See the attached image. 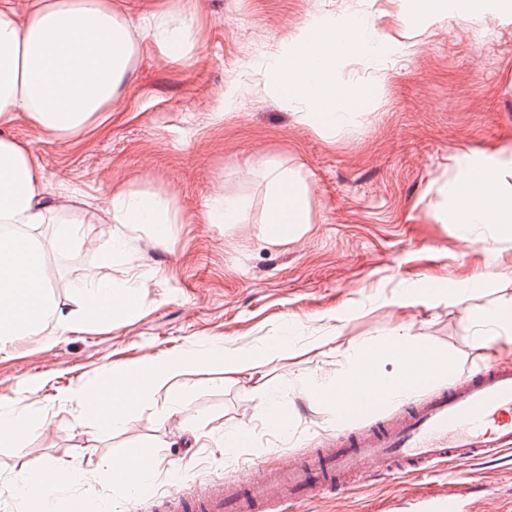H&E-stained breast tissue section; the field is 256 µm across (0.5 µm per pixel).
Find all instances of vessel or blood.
Segmentation results:
<instances>
[{
	"instance_id": "obj_1",
	"label": "vessel or blood",
	"mask_w": 512,
	"mask_h": 512,
	"mask_svg": "<svg viewBox=\"0 0 512 512\" xmlns=\"http://www.w3.org/2000/svg\"><path fill=\"white\" fill-rule=\"evenodd\" d=\"M336 438L326 447L267 469L259 477L210 485L163 501L164 512H287L320 496H341L349 477L428 473L446 461L473 459L512 447V364L480 367L432 390L397 416L380 415L381 402L352 409L329 402ZM365 428H356L357 419ZM420 512H465L459 494L436 492Z\"/></svg>"
}]
</instances>
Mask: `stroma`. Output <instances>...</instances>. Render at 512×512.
<instances>
[{"mask_svg":"<svg viewBox=\"0 0 512 512\" xmlns=\"http://www.w3.org/2000/svg\"><path fill=\"white\" fill-rule=\"evenodd\" d=\"M112 2L133 18L191 12L188 59L171 61L144 42L111 122L83 140L40 139L22 123L13 133L32 140L51 182L74 190L73 213L90 218L75 250L50 253L54 277L74 282L92 269L116 283L141 279L145 306L96 331L61 336L46 326L0 355V399L24 393L46 419L22 447L0 446V482L47 459L91 470L141 446L173 461L178 472L157 474L150 490L126 501L125 512H157L161 499L304 456L325 445L334 416L329 405L286 384L300 372L338 368L330 345L315 347L320 336H336L342 346L419 336L451 351L458 375L482 362L512 364V346L484 349L467 319L468 310L512 298V239L490 238L472 251L465 240L473 229L445 219L460 176L457 157L497 159L500 189L512 194V13L498 0H453L439 22L422 19L413 0ZM316 15L363 20L390 46L376 58L337 59L339 83L373 94L334 134L316 132L297 108L270 93L250 52L256 43L277 51ZM231 83L241 93L216 122L213 113ZM267 161L306 180L311 222L300 238L264 235ZM122 184L172 198L182 221L172 225L167 244L136 227L127 232L124 254L109 255L106 227L95 213L111 187ZM217 194L244 203L245 223H197ZM483 272L490 276L484 288L449 303V284ZM428 278L436 294L400 297L402 286L417 288ZM287 329L294 349L263 358L237 380L199 360L181 377L188 388L182 412L167 421L142 407L110 434L91 422L74 425L54 399L57 389L96 382L116 364L211 340L262 346ZM262 384L282 392L287 436L263 423L253 394ZM236 426L250 435L232 455L192 446L184 435L192 427L218 435ZM439 490L468 493L471 512H512V451L427 475L353 481L342 499H313L290 512H417L422 496Z\"/></svg>","mask_w":512,"mask_h":512,"instance_id":"obj_1","label":"stroma"}]
</instances>
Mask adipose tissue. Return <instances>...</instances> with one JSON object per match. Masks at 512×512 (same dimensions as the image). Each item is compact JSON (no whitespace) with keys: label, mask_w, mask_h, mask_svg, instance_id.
Segmentation results:
<instances>
[{"label":"adipose tissue","mask_w":512,"mask_h":512,"mask_svg":"<svg viewBox=\"0 0 512 512\" xmlns=\"http://www.w3.org/2000/svg\"><path fill=\"white\" fill-rule=\"evenodd\" d=\"M192 26V15L184 11L162 10L135 21L113 7L112 0H28L21 12L14 0H0V353L15 337L39 333L49 318L63 335L140 311L146 291L139 280L115 284L90 273L74 285L71 309L61 312L50 304L46 290L54 282L42 227L62 223L69 196H49L32 143L14 136L15 125L25 122L63 142L100 127L111 117L115 99L132 83L142 43L152 41L167 57L185 59L192 48ZM385 50L382 39L360 21L316 16L292 41L265 57L263 67L282 103L302 108L304 120L333 132L347 126L369 100L366 88L337 82V57ZM500 172L495 162H465L463 177L453 188L454 223L512 237V194L499 192ZM265 178L267 237L298 236L310 221L305 179L274 164L266 165ZM103 213L113 254L122 251L127 228L148 227L164 243L179 221L170 199L129 188L112 191ZM468 320L489 342L512 343V298L469 311ZM291 347L290 337L276 336L262 348L243 345L229 351L214 345L206 358L235 375L253 369L258 358ZM340 356L339 369L314 377L297 374L289 388L320 400L337 394L351 403L367 396L395 401L453 373L451 353L419 336L358 341ZM198 358L195 351L184 350L166 360L121 364L96 384L75 385L62 402L76 406L78 418L94 419L111 432L122 429L127 414L143 406L153 407L166 420L180 412L187 392L180 378ZM386 360L392 362V371H380ZM40 420L32 406L1 404L0 445L20 446ZM86 484L111 488L117 504L143 493L150 481L138 468L115 458L91 471L73 462L46 461L19 478L13 490L30 512H58L60 505L70 504L72 490Z\"/></svg>","instance_id":"obj_1"}]
</instances>
